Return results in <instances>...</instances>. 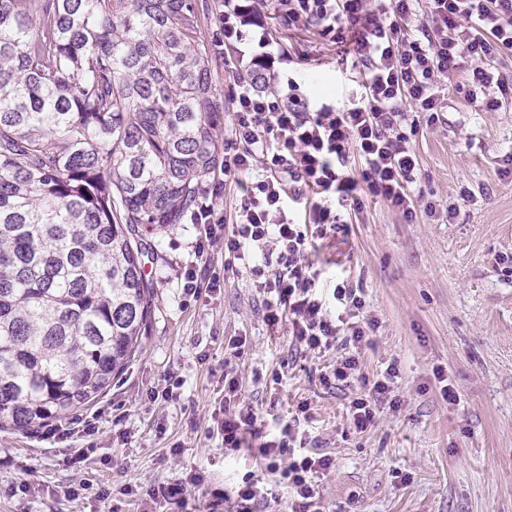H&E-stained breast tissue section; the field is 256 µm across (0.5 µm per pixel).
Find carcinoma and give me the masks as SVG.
Returning a JSON list of instances; mask_svg holds the SVG:
<instances>
[{"instance_id": "1", "label": "carcinoma", "mask_w": 512, "mask_h": 512, "mask_svg": "<svg viewBox=\"0 0 512 512\" xmlns=\"http://www.w3.org/2000/svg\"><path fill=\"white\" fill-rule=\"evenodd\" d=\"M196 0H0V429L107 391L139 347L143 238L220 160Z\"/></svg>"}]
</instances>
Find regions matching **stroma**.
<instances>
[{"label":"stroma","instance_id":"1","mask_svg":"<svg viewBox=\"0 0 512 512\" xmlns=\"http://www.w3.org/2000/svg\"><path fill=\"white\" fill-rule=\"evenodd\" d=\"M250 3L286 55L274 63L277 86L292 80L315 105L342 106L359 72L352 48L288 28L271 0ZM198 8L229 115L217 45L224 0H198ZM444 93L439 121L410 137L419 164L415 218L366 194L360 208L341 210L339 229L311 241L322 278L347 276L378 322L359 350L361 380L324 385L336 350L300 349L290 322L268 326L249 274L223 244L199 253L204 229L187 214L147 241L142 261L154 298L137 353L110 390L72 416L94 421L96 434L0 431V512H141L146 490L178 482L182 512H213L212 491L234 492L250 474L270 490L255 512H289L288 490L256 437L224 452L213 414L224 405L228 371L265 426L291 421L308 404V436L334 462L320 481L327 512H512V175L504 173L512 103L484 111L468 100L460 72ZM251 179L228 182L216 172L199 207L234 223ZM189 268L219 276L220 290L190 296L182 287ZM234 336L248 339L242 355L228 348ZM390 365L392 398L379 400L373 426L358 432L349 403ZM442 377L458 403L444 398ZM78 448L84 460L69 463ZM25 480L36 493L21 492ZM70 487L76 496H66ZM104 487L111 495L102 500Z\"/></svg>","mask_w":512,"mask_h":512}]
</instances>
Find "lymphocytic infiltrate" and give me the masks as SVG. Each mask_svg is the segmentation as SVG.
<instances>
[{
    "instance_id": "lymphocytic-infiltrate-1",
    "label": "lymphocytic infiltrate",
    "mask_w": 512,
    "mask_h": 512,
    "mask_svg": "<svg viewBox=\"0 0 512 512\" xmlns=\"http://www.w3.org/2000/svg\"><path fill=\"white\" fill-rule=\"evenodd\" d=\"M278 16L295 29L316 28L322 38L345 42L363 67L364 80L347 105L314 107L295 82L286 91L257 87L256 67L273 64L277 46L258 28L250 6L224 0L220 22L235 110L224 142V178H255L240 200L235 223L203 209L199 244L224 245L248 269L263 294L265 320L291 316L293 334L307 350L325 351L342 342L345 352L323 374L324 384H346L360 376L358 349L377 322L365 313L356 289L336 286L325 299L308 260V226L288 215L304 191H312L310 224H334L333 206H348L358 182L406 216H413L418 159L407 137L421 123H435L444 109L442 84L456 71L466 76L471 102L496 112L512 101V78L493 64L512 50V0H426L434 33L421 32L417 0H274ZM366 165L361 179L347 175L350 155ZM287 177H280V168ZM394 366L378 374L370 391L354 398L350 419L357 430L374 423L373 406L392 390ZM236 377L224 378V407L217 430L228 450H240L258 416L243 404ZM303 433L292 421L266 435L258 451L281 464L291 512H323L319 478L332 467L329 456L296 450Z\"/></svg>"
}]
</instances>
